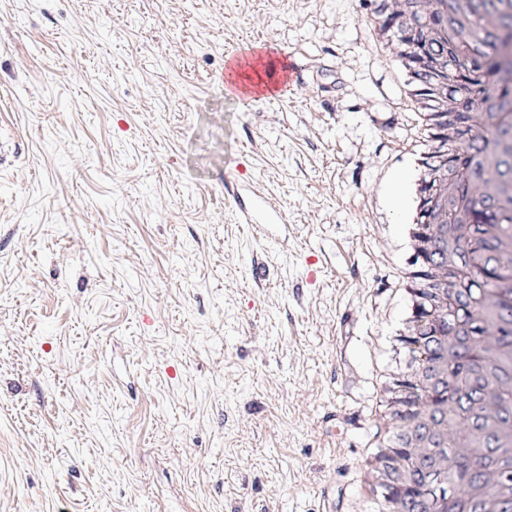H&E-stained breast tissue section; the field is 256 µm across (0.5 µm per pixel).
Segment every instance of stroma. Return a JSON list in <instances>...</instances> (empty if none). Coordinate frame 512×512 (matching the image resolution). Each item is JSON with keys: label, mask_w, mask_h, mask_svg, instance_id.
Wrapping results in <instances>:
<instances>
[{"label": "stroma", "mask_w": 512, "mask_h": 512, "mask_svg": "<svg viewBox=\"0 0 512 512\" xmlns=\"http://www.w3.org/2000/svg\"><path fill=\"white\" fill-rule=\"evenodd\" d=\"M375 8L0 0V512H383L425 146ZM290 51L288 97L226 92ZM242 181H226L224 192L233 203L236 220L240 224H270L271 219L266 217L257 204H246L241 191Z\"/></svg>", "instance_id": "1"}]
</instances>
